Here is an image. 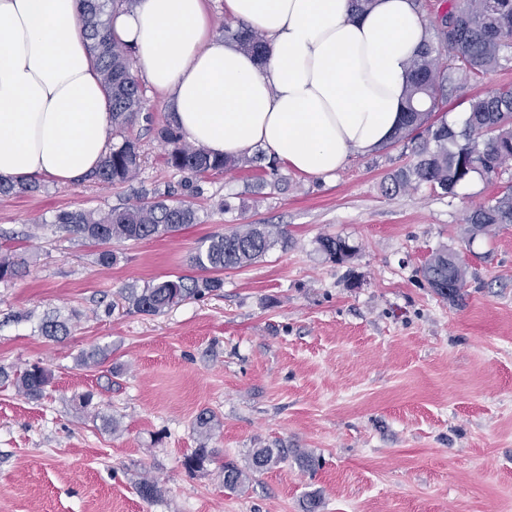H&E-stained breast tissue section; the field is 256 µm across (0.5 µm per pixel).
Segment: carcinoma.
Returning a JSON list of instances; mask_svg holds the SVG:
<instances>
[{"label":"carcinoma","mask_w":512,"mask_h":512,"mask_svg":"<svg viewBox=\"0 0 512 512\" xmlns=\"http://www.w3.org/2000/svg\"><path fill=\"white\" fill-rule=\"evenodd\" d=\"M84 35L89 42L100 78L112 101V144L99 167L87 179L105 185L126 183L139 173L142 161L140 136L134 128L145 122L156 138L167 147L166 164L185 174L184 187L195 192L194 180L211 172L253 165L265 160L257 153L251 157L228 160L210 155L204 148L186 140L170 120H155L143 112V90L132 71V49L111 38L108 8L131 5L134 0H82ZM224 33L241 50L265 59L268 41L249 26ZM512 48V0H456L441 17V23L428 31V38L410 63V82L406 94L404 118L391 143L403 144L413 161L395 171L385 193L394 194L426 185L440 196L456 189L474 175L492 176L512 163V89L468 98L466 117L457 128L436 114L447 111L448 90H465L470 82L509 61ZM35 181H0V196H17L38 191ZM199 223L198 211L186 200L168 202L160 194L154 200L137 198L107 211H64L56 214L57 229L105 246L98 253V263L110 266L114 253L107 249L112 242L140 241L171 235L189 224ZM512 224V185L491 203L473 210L466 219L468 239L491 235L497 226ZM320 251L336 262L354 257L357 247L339 235L318 238ZM288 232L277 224H246L222 234L209 236L190 256V266L201 276L181 275L149 284L142 289L130 288L124 299L138 313L158 315L187 297H203L223 287V280L207 273L243 268L255 263L275 246L288 249ZM27 261L22 256L0 254V282L24 276ZM429 288L449 301L459 298L466 285L467 268L459 254L443 248L433 252L422 268ZM41 333L56 338L68 334L65 322L48 319ZM0 378L12 380L19 392L30 399L42 397L50 383L51 372L33 364L15 377L0 367ZM217 424L215 414L201 410L195 418L200 433L210 435ZM218 451L206 445L194 449L184 458L190 470L201 469L215 461ZM283 448H255L244 465L233 459L221 464L224 488L236 492L255 475L286 460Z\"/></svg>","instance_id":"obj_1"}]
</instances>
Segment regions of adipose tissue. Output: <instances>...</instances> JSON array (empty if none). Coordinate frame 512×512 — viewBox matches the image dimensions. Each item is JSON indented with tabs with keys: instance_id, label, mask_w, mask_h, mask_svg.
Instances as JSON below:
<instances>
[{
	"instance_id": "adipose-tissue-1",
	"label": "adipose tissue",
	"mask_w": 512,
	"mask_h": 512,
	"mask_svg": "<svg viewBox=\"0 0 512 512\" xmlns=\"http://www.w3.org/2000/svg\"><path fill=\"white\" fill-rule=\"evenodd\" d=\"M224 12L267 35L265 60L215 36L203 0H138L111 18L190 141L229 159L260 147L319 177L389 142L428 30L412 0L363 13L352 0H224ZM111 141L81 0H0V180L76 182Z\"/></svg>"
}]
</instances>
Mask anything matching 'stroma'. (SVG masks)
I'll use <instances>...</instances> for the list:
<instances>
[{"mask_svg":"<svg viewBox=\"0 0 512 512\" xmlns=\"http://www.w3.org/2000/svg\"><path fill=\"white\" fill-rule=\"evenodd\" d=\"M512 85V62L451 95L459 120L471 93ZM137 177L105 187L44 180L0 196V248L23 253L26 276L0 282V367L52 373L43 398L0 383V512H512V224L467 241V215L512 183V169L456 194H385L409 163L399 144L352 155L334 177L236 168L200 179L199 223L161 238L97 244L58 232L62 211L101 210L142 191L182 198L181 173L146 134ZM242 224H279L288 249L227 269L223 288L165 313L121 303L123 289L190 273L202 239ZM340 235L356 257L337 264L317 240ZM447 247L467 266L458 302L420 270ZM69 333L42 335L49 318ZM100 364L83 365L92 349ZM89 393L90 407L77 398ZM218 419L209 437L201 409ZM244 460L296 448L243 489L218 464L191 471L199 445ZM157 480L143 500L136 484Z\"/></svg>","mask_w":512,"mask_h":512,"instance_id":"35a3bbf8","label":"stroma"}]
</instances>
